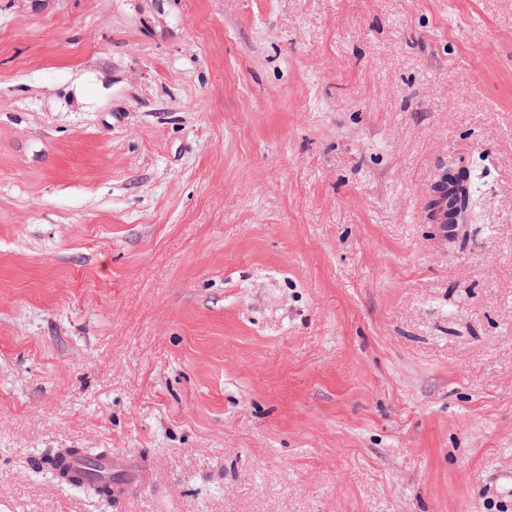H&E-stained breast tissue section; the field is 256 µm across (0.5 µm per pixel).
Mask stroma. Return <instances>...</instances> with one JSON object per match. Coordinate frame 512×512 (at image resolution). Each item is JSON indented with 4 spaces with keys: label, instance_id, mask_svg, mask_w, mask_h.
<instances>
[{
    "label": "stroma",
    "instance_id": "35a3bbf8",
    "mask_svg": "<svg viewBox=\"0 0 512 512\" xmlns=\"http://www.w3.org/2000/svg\"><path fill=\"white\" fill-rule=\"evenodd\" d=\"M0 512H512V0H0ZM448 196L445 192L443 196L438 198L440 203L435 207L433 212H426V218L433 224H464L467 214L449 206ZM73 452H77L80 455H82L86 459V463L90 467L95 466L99 459L98 457H100L103 453L102 451H98L96 448H76L75 450H73ZM80 455H66L62 458V460L59 463L60 470H63L67 475L64 479L68 483H70L72 479L80 483H84L92 479V476L88 473V470L85 468L83 459ZM102 470L112 475V471L122 474V478L112 484V499L124 501L130 493L146 483L151 476V468L144 460L130 462L116 454H106L102 459Z\"/></svg>",
    "mask_w": 512,
    "mask_h": 512
}]
</instances>
